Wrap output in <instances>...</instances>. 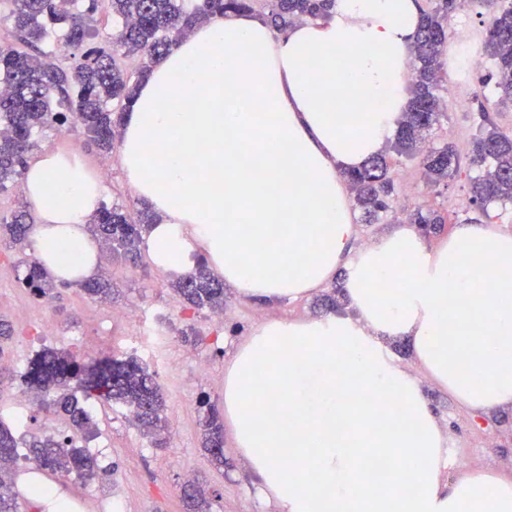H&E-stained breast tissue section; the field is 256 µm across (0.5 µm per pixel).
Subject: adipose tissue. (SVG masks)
<instances>
[{
    "mask_svg": "<svg viewBox=\"0 0 512 512\" xmlns=\"http://www.w3.org/2000/svg\"><path fill=\"white\" fill-rule=\"evenodd\" d=\"M419 23L414 0H336L281 33L255 12L217 15L151 68L124 116L125 177L158 216L153 266L181 274L200 253L261 301L344 278L349 314L263 322L224 373V419L278 512H512L511 479L449 477L431 404L384 345L404 338L465 408L512 409V232L460 224L432 246L403 226L352 247L342 174L394 135ZM22 191L40 266L94 277L86 226L105 185L80 153L32 156Z\"/></svg>",
    "mask_w": 512,
    "mask_h": 512,
    "instance_id": "1",
    "label": "adipose tissue"
}]
</instances>
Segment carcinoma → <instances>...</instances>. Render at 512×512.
Wrapping results in <instances>:
<instances>
[{
  "mask_svg": "<svg viewBox=\"0 0 512 512\" xmlns=\"http://www.w3.org/2000/svg\"><path fill=\"white\" fill-rule=\"evenodd\" d=\"M10 4L7 19L18 41L29 51L0 44V193L23 181L25 157L34 146V135L68 122L79 124L103 153L121 134L124 112L139 82L159 63L171 47L193 26L228 10H259L276 32L296 21L328 17L335 0H84L85 8L73 10L76 0H0ZM494 8L491 25L481 34L484 51L495 63L486 82L494 83L502 102H512V0H485ZM462 6V0H434L419 8L421 24L413 36V89L409 110L404 113L393 149L407 157L420 156L419 167L426 184L448 179L460 166L456 150L444 144L422 149L431 129L443 116L440 88L442 55L448 40L447 23ZM112 13L118 33L109 37L112 48L92 47L81 55L71 54L66 65L46 61L52 33L64 27L66 43L74 49L94 35L90 27L99 9ZM138 56L141 65L130 71L115 56ZM482 124L489 129L477 138L470 164L479 174L472 179L473 203H512V134L495 126L488 114ZM363 220L372 223L389 209L394 186L383 154L370 159L357 171L345 174ZM410 221L425 233H438L445 218L419 207ZM157 222L148 206L131 212L123 206H103L93 218L92 232L114 254L133 258L140 255L144 235ZM28 212L19 207L0 215V236L15 244L27 241ZM19 283L37 299L50 296L54 288L47 273L34 262L28 264ZM88 297L112 298V281L101 277L83 282ZM189 309H224V283L214 277L199 258L194 267L173 284ZM24 390L40 397L46 410L68 420L74 432L87 437L95 423L78 396L110 406L130 409L134 420L153 439L157 448L166 444L165 400L155 374L134 357L80 360L65 350L45 347L28 362L21 376ZM206 413L201 418L202 447L214 465L224 466V423L209 401L201 400ZM28 457L53 475L73 476L87 482L107 476L97 461L72 437L36 436L25 443ZM14 432L0 422V473L10 470L18 459ZM185 512H210L211 504L202 491L184 497Z\"/></svg>",
  "mask_w": 512,
  "mask_h": 512,
  "instance_id": "cac0c4a2",
  "label": "carcinoma"
}]
</instances>
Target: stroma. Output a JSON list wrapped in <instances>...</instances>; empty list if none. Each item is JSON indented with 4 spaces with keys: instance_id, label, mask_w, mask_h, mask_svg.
I'll use <instances>...</instances> for the list:
<instances>
[{
    "instance_id": "35a3bbf8",
    "label": "stroma",
    "mask_w": 512,
    "mask_h": 512,
    "mask_svg": "<svg viewBox=\"0 0 512 512\" xmlns=\"http://www.w3.org/2000/svg\"><path fill=\"white\" fill-rule=\"evenodd\" d=\"M490 17L479 0H466L448 22L447 67L466 64L475 34ZM446 115L434 126L431 141L455 145L460 167L447 182L424 184L416 161L388 152L387 161L395 182V195L387 216L375 224H359L355 248H362L391 233L416 207L440 212L446 219L442 233L429 236L430 244H440L446 233L468 220L498 225L512 231V204H493L480 209L470 201V182L477 171L467 157L480 131L481 112H488L501 130L512 133V102L500 103L493 85L472 84L443 92ZM58 148L78 150L92 171L101 161L110 164L105 179L106 204H132L136 197L122 170L118 152L101 157L90 146L81 129L44 130L36 137V151ZM17 251L0 244V320L12 323L15 333L0 365L6 378L0 383V421L12 427L17 437L46 434L45 412L37 403L21 401L23 388L19 375L29 358L43 347H53L85 358L135 355L154 372L166 398L165 415L169 431L176 440L157 448L149 436L132 422L126 410L89 403L88 409L98 424L96 435L86 447L109 480L71 481L57 494L38 499L27 489L35 484L54 486L26 458H18L15 484L19 512H59L58 502L78 500L92 506L93 512H110V501H121L128 512H183L182 496L186 473H193L211 502V512H275L273 503L257 494L255 478L238 455L232 433L224 435V466L216 468L202 446L201 400L216 408L224 406V370L238 346L258 324L278 319L301 321L318 318L317 295L298 299L260 301L241 296L232 286L224 288V319L215 321L210 310L185 309L172 287L173 277L155 268L147 256L137 264L114 259L105 268L112 279V300L101 304L88 299L78 283L61 289L60 298L48 303L34 299L17 282ZM57 323L52 336L40 333L43 315ZM170 338L168 348L155 357L154 331ZM193 332L196 341L184 343L183 331ZM210 361L211 373L201 377L197 364ZM420 385L445 432L449 447L468 459L472 469L491 470L512 478V410L482 417L459 406L447 390L428 378Z\"/></svg>"
}]
</instances>
